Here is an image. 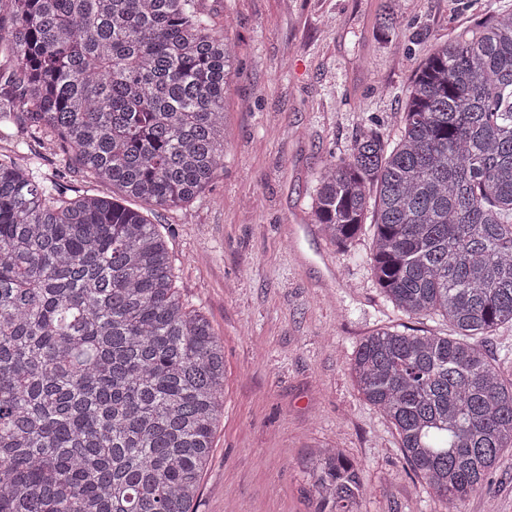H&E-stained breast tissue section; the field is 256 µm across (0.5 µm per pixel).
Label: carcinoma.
<instances>
[{"mask_svg":"<svg viewBox=\"0 0 512 512\" xmlns=\"http://www.w3.org/2000/svg\"><path fill=\"white\" fill-rule=\"evenodd\" d=\"M1 54L0 127L56 140L112 194L70 197L34 157L0 154V512H193L224 342L182 301L150 215L224 165L229 45L197 0H0ZM315 182L323 234L345 248L372 227L378 287L453 330L380 327L351 374L462 512L512 448V377L468 341L512 325V9L426 57L395 144L365 127ZM308 476L315 512H354L366 491L338 448Z\"/></svg>","mask_w":512,"mask_h":512,"instance_id":"obj_1","label":"carcinoma"}]
</instances>
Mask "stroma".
Masks as SVG:
<instances>
[{
    "label": "stroma",
    "instance_id": "35a3bbf8",
    "mask_svg": "<svg viewBox=\"0 0 512 512\" xmlns=\"http://www.w3.org/2000/svg\"><path fill=\"white\" fill-rule=\"evenodd\" d=\"M239 76L224 112L227 152L205 192L155 222L182 298L224 342V415L196 512H311L305 459L338 448L359 465L355 512H448L416 477L350 363L374 329L405 322L377 287L370 235L342 249L311 211L314 176L373 126L396 139L428 51L512 0H198ZM68 195L87 185L56 146L29 140ZM464 512H512L504 450Z\"/></svg>",
    "mask_w": 512,
    "mask_h": 512
}]
</instances>
